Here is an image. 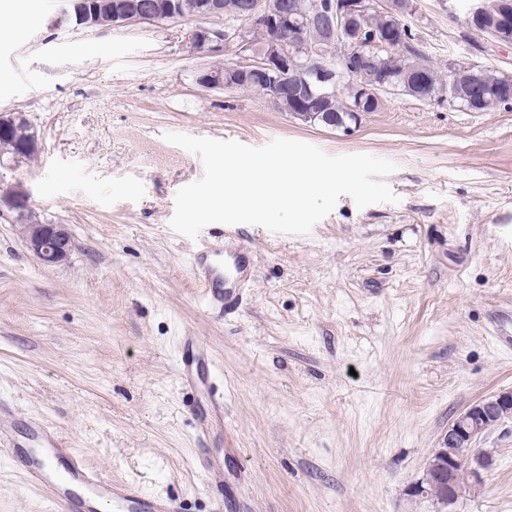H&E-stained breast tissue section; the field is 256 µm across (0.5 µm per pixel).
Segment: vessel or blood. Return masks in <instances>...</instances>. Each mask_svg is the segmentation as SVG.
<instances>
[{"label": "vessel or blood", "mask_w": 512, "mask_h": 512, "mask_svg": "<svg viewBox=\"0 0 512 512\" xmlns=\"http://www.w3.org/2000/svg\"><path fill=\"white\" fill-rule=\"evenodd\" d=\"M248 269L244 249L218 251L203 246L192 271L205 296L232 303ZM13 406L0 402V455L23 461L28 484L46 490L52 502L65 512H93L98 501L111 502L113 512H183L173 499L143 492L121 478L104 479L84 467L73 448L64 444L52 427L31 419L25 442L13 435Z\"/></svg>", "instance_id": "1"}]
</instances>
